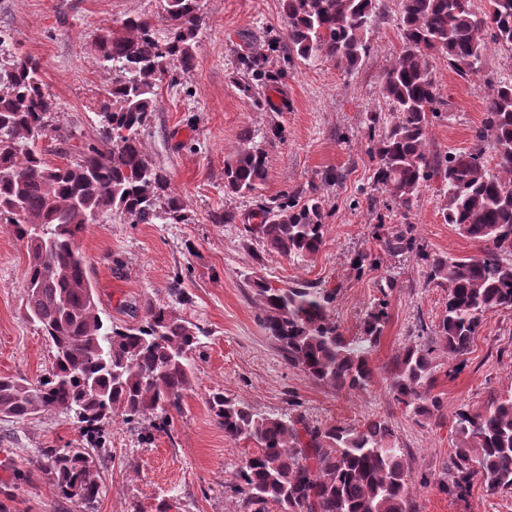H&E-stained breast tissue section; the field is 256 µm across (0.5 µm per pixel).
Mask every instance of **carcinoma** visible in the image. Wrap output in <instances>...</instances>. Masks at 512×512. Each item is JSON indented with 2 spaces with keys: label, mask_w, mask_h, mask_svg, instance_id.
Returning <instances> with one entry per match:
<instances>
[{
  "label": "carcinoma",
  "mask_w": 512,
  "mask_h": 512,
  "mask_svg": "<svg viewBox=\"0 0 512 512\" xmlns=\"http://www.w3.org/2000/svg\"><path fill=\"white\" fill-rule=\"evenodd\" d=\"M201 0H163L167 36L160 39L144 16H128L96 42V64L110 76L97 105L99 134L78 158L52 163L39 146L56 109L36 60L0 62V224L25 244V308L52 341L55 355L45 378L0 377V417L28 420L62 411L82 424L86 443L46 448L38 468L58 495L77 505L99 494V466L107 454L104 425L148 418L168 427L191 387L190 354L201 329L167 305L148 306L137 325L106 324L78 240L91 224L114 215L133 224H183V200L150 159L144 134L155 90L175 71L195 65L203 18ZM381 0H283L288 52L304 62L330 58L355 67L370 49L371 22ZM402 49L386 70L381 94L393 120L368 139L377 159L375 183L409 211L423 183L437 176L447 186L445 223L481 243L476 257L420 255L427 279L448 288L435 335L448 358L461 360L489 315L512 310V79L499 80L485 117L475 129V148L436 161L427 149L429 115L442 101L431 60L441 55L466 79L483 71L487 41L512 52V0H402L398 18ZM267 54L237 58L240 91L265 107L260 95L280 75L266 69ZM492 145L497 173L484 162ZM268 179L265 150L244 134L224 167V188L255 193ZM252 227L262 246L296 262H308L324 242L322 198L301 202L284 194L262 205ZM265 329L288 354V363L314 382L363 389L373 373L368 357L379 344L387 303L371 305L357 336L345 335L333 309L337 289L274 287L254 280ZM432 349L406 347L390 377L394 400L414 415L440 409L431 395ZM209 406L224 435L245 440L239 491L254 512L273 504L278 512H410L411 474L390 426L369 420L359 428L311 427L301 415L262 414L216 392ZM456 446L446 492L460 496L481 477L491 495L512 490V392L493 397L488 409L456 412Z\"/></svg>",
  "instance_id": "cac0c4a2"
}]
</instances>
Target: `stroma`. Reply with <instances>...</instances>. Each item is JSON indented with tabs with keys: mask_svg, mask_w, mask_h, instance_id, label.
<instances>
[{
	"mask_svg": "<svg viewBox=\"0 0 512 512\" xmlns=\"http://www.w3.org/2000/svg\"><path fill=\"white\" fill-rule=\"evenodd\" d=\"M160 0H0V36L9 52L38 62L57 109L41 146L51 162L78 156L97 138L96 108L109 76L94 62L100 34L130 15L149 17L163 29ZM204 23L193 70L164 80L144 137L148 154L187 204L183 224H131L116 216L93 224L79 245L104 321H140L150 304L173 307L204 330L191 355L192 385L167 431L144 436L140 426L115 419L100 467V493L88 507L57 495L30 460L42 449L83 442L72 416L58 411L32 419H0V501L13 512H249L236 492L244 442L225 437L209 407L221 391L258 411L303 415L313 425L358 427L385 420L406 452L413 486L411 512H512V491L488 495L475 479L460 499L442 490L455 446L458 409H486L491 398L512 391V311L488 316L454 370L434 330L448 301L431 283L420 253L472 257L480 245L444 223L447 197L440 179L424 183L410 212H403L372 179L376 166L365 136L370 113L390 120L380 94L383 74L400 50V0H383L370 32V50L354 69L330 59H288V20L281 0H201ZM279 36L268 66L285 75L268 94L275 109L255 107L236 84L237 55ZM442 105L429 125L428 149L441 160L472 149L491 86L512 78V54L492 47L482 73L461 79L446 58L433 62ZM281 137H273L274 129ZM250 130L267 153L269 174L249 197L224 191V162ZM319 195L324 202V245L297 264L269 252L249 232L251 215L284 192ZM233 223H225V215ZM414 238L418 253L388 251L395 234ZM368 251L375 269L357 273L353 256ZM25 246L0 229V376L37 379L53 362L52 343L24 309ZM273 286L304 283L337 291L335 318L353 336L368 307L385 301L388 320L369 356L371 383L349 391L313 382L288 362L282 345L263 326L253 280ZM430 341L439 418L415 416L388 390L397 356Z\"/></svg>",
	"mask_w": 512,
	"mask_h": 512,
	"instance_id": "stroma-1",
	"label": "stroma"
}]
</instances>
